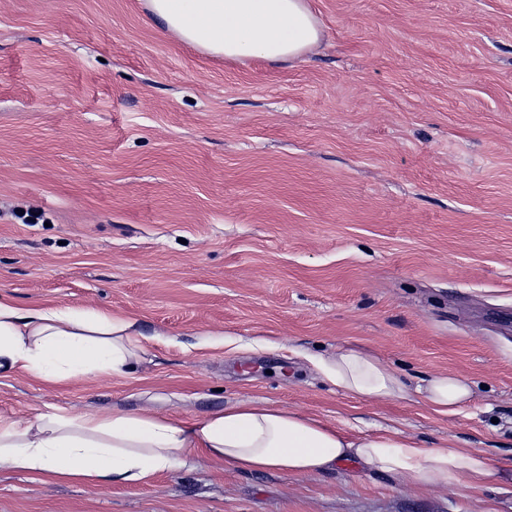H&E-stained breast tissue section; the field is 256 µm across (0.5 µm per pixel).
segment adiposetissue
Masks as SVG:
<instances>
[{
    "label": "adipose tissue",
    "mask_w": 512,
    "mask_h": 512,
    "mask_svg": "<svg viewBox=\"0 0 512 512\" xmlns=\"http://www.w3.org/2000/svg\"><path fill=\"white\" fill-rule=\"evenodd\" d=\"M162 30L202 54L229 60L296 59L317 46L322 29L307 0H146ZM143 346L135 321L109 312L56 306L24 308L0 296V369L23 371L48 386L123 375ZM336 388L356 397L422 395L441 414L470 399L454 374H433L417 388L377 356L355 347L314 360ZM203 456L242 472H333L352 462L416 485L467 478L473 489L512 483V459L448 446L425 448L399 432L352 436L336 425L259 401H242L191 421L117 411L42 412L0 418V466L45 480L138 483Z\"/></svg>",
    "instance_id": "adipose-tissue-1"
}]
</instances>
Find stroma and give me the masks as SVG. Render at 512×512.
I'll return each mask as SVG.
<instances>
[{
	"label": "stroma",
	"instance_id": "obj_1",
	"mask_svg": "<svg viewBox=\"0 0 512 512\" xmlns=\"http://www.w3.org/2000/svg\"><path fill=\"white\" fill-rule=\"evenodd\" d=\"M287 63L203 55L144 0H0V295L134 319L131 373L48 387L0 372V416L244 400L349 434L512 456V0H310ZM355 346L456 412L337 390ZM0 512H512L475 491L203 457L141 483L0 468ZM415 391L437 413L448 414L472 396L471 386L454 374H433L424 378Z\"/></svg>",
	"mask_w": 512,
	"mask_h": 512
}]
</instances>
